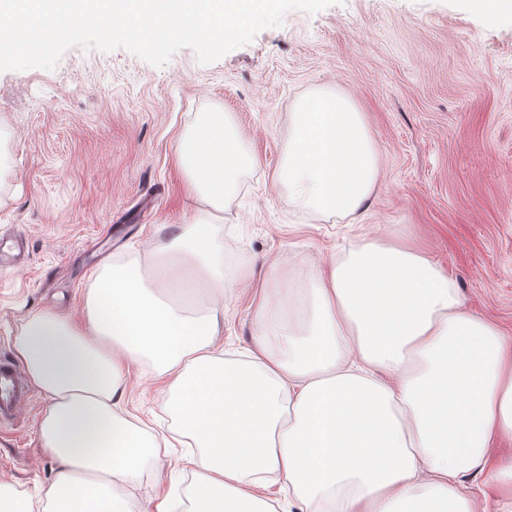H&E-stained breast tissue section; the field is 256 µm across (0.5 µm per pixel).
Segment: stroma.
<instances>
[{
    "label": "stroma",
    "mask_w": 512,
    "mask_h": 512,
    "mask_svg": "<svg viewBox=\"0 0 512 512\" xmlns=\"http://www.w3.org/2000/svg\"><path fill=\"white\" fill-rule=\"evenodd\" d=\"M350 93L381 153L364 219L306 213L276 179L288 125L314 87ZM220 112L256 158L235 178L219 218L233 258L216 348H249L263 292L328 268L336 250L373 238L408 244L459 286L464 312L512 337V14L490 19L465 0H340L219 60L192 49L154 66L125 49H69L52 70L0 72V235L21 234L27 258L0 272V360L37 314L86 319L109 264L93 251L149 266L190 204L175 156L179 133ZM162 382L130 366L121 405L174 443L132 503L185 501L194 482L170 472L189 451ZM42 390L0 420V481L44 499L58 470L42 444Z\"/></svg>",
    "instance_id": "1"
}]
</instances>
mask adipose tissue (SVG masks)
I'll use <instances>...</instances> for the list:
<instances>
[{
  "label": "adipose tissue",
  "mask_w": 512,
  "mask_h": 512,
  "mask_svg": "<svg viewBox=\"0 0 512 512\" xmlns=\"http://www.w3.org/2000/svg\"><path fill=\"white\" fill-rule=\"evenodd\" d=\"M222 113L203 114L177 147L194 219L150 268L116 262L77 326L39 315L16 352L49 399L40 424L59 461L51 512H128L166 439L123 417L130 364L164 381L167 406L198 449L185 512H271L245 495L271 476L297 512H477L466 479L512 502V339L460 309L454 278L418 252L375 241L333 257L255 313L253 346L214 348L224 332L230 257L215 218L253 162ZM380 153L353 99L319 86L297 106L278 180L311 213L362 217Z\"/></svg>",
  "instance_id": "ef3b65f1"
}]
</instances>
